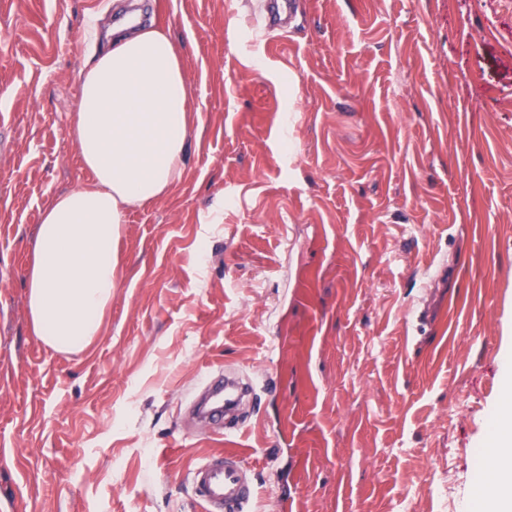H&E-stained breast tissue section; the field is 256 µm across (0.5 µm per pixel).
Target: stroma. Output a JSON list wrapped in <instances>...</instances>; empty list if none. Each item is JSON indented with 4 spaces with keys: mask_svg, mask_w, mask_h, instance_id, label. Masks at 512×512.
I'll list each match as a JSON object with an SVG mask.
<instances>
[{
    "mask_svg": "<svg viewBox=\"0 0 512 512\" xmlns=\"http://www.w3.org/2000/svg\"><path fill=\"white\" fill-rule=\"evenodd\" d=\"M304 2L269 31L249 0H0V512H199L224 451L254 512L473 506L512 349V0ZM135 11L201 121L127 214L102 335L59 353L29 256L92 178L82 76ZM227 369L259 390L230 435L191 412ZM189 483L203 512H251L254 473L235 452L203 460L192 470Z\"/></svg>",
    "mask_w": 512,
    "mask_h": 512,
    "instance_id": "35a3bbf8",
    "label": "stroma"
}]
</instances>
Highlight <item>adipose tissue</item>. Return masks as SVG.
Segmentation results:
<instances>
[{"label":"adipose tissue","instance_id":"ef3b65f1","mask_svg":"<svg viewBox=\"0 0 512 512\" xmlns=\"http://www.w3.org/2000/svg\"><path fill=\"white\" fill-rule=\"evenodd\" d=\"M84 73L74 117L82 163L94 181L50 201L28 267L35 336L60 353L102 334L119 286L117 245L127 211L154 203L180 179L190 138L188 89L168 31L117 27ZM489 477L474 489L479 512H512V365L495 424L483 441Z\"/></svg>","mask_w":512,"mask_h":512}]
</instances>
